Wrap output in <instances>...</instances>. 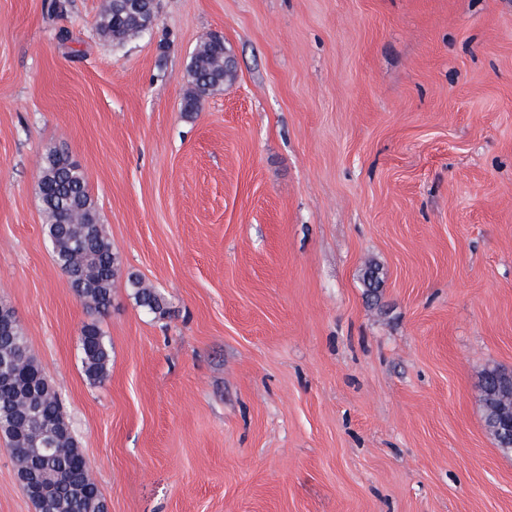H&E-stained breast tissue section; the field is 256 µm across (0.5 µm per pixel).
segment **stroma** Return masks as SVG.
Returning a JSON list of instances; mask_svg holds the SVG:
<instances>
[{"mask_svg": "<svg viewBox=\"0 0 512 512\" xmlns=\"http://www.w3.org/2000/svg\"><path fill=\"white\" fill-rule=\"evenodd\" d=\"M46 2L0 0V305L109 512H512V0H157L122 45ZM216 33L235 76L182 112ZM52 150L167 303L115 280L96 384ZM0 512H36L1 435ZM127 287L136 305L155 316H164L166 303L164 297L154 288L147 285L141 276L128 272L126 276ZM80 346L85 376L92 382L105 380L112 348L97 320L92 319L83 326ZM512 373L496 381L495 388L484 392L490 430L501 446H512Z\"/></svg>", "mask_w": 512, "mask_h": 512, "instance_id": "stroma-1", "label": "stroma"}]
</instances>
